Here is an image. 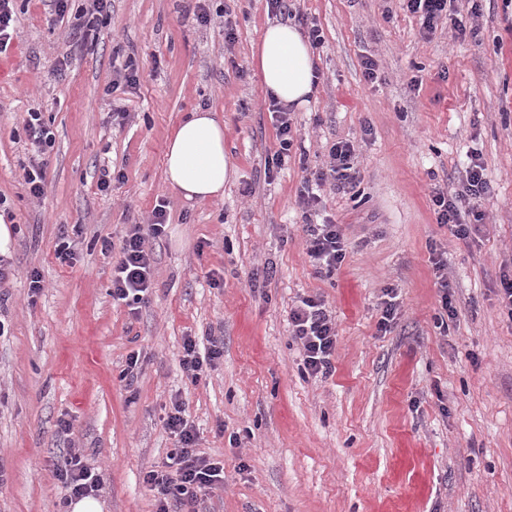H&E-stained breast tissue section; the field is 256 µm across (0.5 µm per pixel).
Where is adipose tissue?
I'll list each match as a JSON object with an SVG mask.
<instances>
[{
	"label": "adipose tissue",
	"instance_id": "adipose-tissue-1",
	"mask_svg": "<svg viewBox=\"0 0 512 512\" xmlns=\"http://www.w3.org/2000/svg\"><path fill=\"white\" fill-rule=\"evenodd\" d=\"M254 61L264 92L277 101L307 107L314 93L315 54L297 27L271 23L257 43ZM166 182L184 199L223 197L233 165L224 149V122L197 109L184 115L164 152Z\"/></svg>",
	"mask_w": 512,
	"mask_h": 512
}]
</instances>
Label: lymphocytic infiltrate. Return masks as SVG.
Segmentation results:
<instances>
[{
    "label": "lymphocytic infiltrate",
    "mask_w": 512,
    "mask_h": 512,
    "mask_svg": "<svg viewBox=\"0 0 512 512\" xmlns=\"http://www.w3.org/2000/svg\"><path fill=\"white\" fill-rule=\"evenodd\" d=\"M407 9L418 14L423 34H433L440 21L458 36H466L467 27L458 17L449 15L448 0H405ZM24 130L32 153L24 172V179L32 197H41L44 191L45 171L42 157L53 148L55 138L46 125L42 113H28ZM360 170L357 166V146L350 141L332 144L325 167L315 169L299 192L304 208L319 202L318 187L331 184L342 190L357 186ZM167 211L157 206L146 224L130 225L121 241L120 258L112 268L114 301L129 306L144 303L155 284L153 244L165 234ZM306 254L316 273L332 274L343 262L345 239L340 225L332 220L304 227ZM292 336L303 351L305 371L310 375L327 376L333 370L336 356V323L332 312L321 296H302L289 312ZM224 355V339L209 336L203 339L187 338L183 343L180 365L191 380H199ZM164 425L178 446L172 456V466L165 471H148L143 481L152 492L155 512H190L197 502L198 492L223 483V463L199 454L196 433L183 415L180 401H173ZM58 480L67 488L71 498L97 496L103 490L102 482L78 450H70L55 468Z\"/></svg>",
    "instance_id": "obj_1"
}]
</instances>
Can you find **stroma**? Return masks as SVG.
Returning <instances> with one entry per match:
<instances>
[{"mask_svg": "<svg viewBox=\"0 0 512 512\" xmlns=\"http://www.w3.org/2000/svg\"><path fill=\"white\" fill-rule=\"evenodd\" d=\"M223 4L225 25L202 26L188 18L192 0H109L85 45L70 32L86 0H68L61 16L52 0L15 2L0 53V197L20 271L0 283V512H64L53 464L74 448L101 477L105 512H155L143 477L177 446L163 422L176 399L199 452L224 463V485L199 493L200 512H512V319L498 296L512 271V19L502 0H452L474 39L444 23L424 36L403 0H294L322 31L320 79L293 116L308 160L291 157L271 177L279 139L251 51L279 16L268 0ZM129 59L140 81L113 91ZM118 108L128 112L120 123ZM198 108L224 119L234 176L219 200H185L163 176L169 134ZM31 111L55 135L37 199L23 170ZM344 140L359 146V185L324 188L318 210L304 211L310 168ZM473 149L492 191L463 198L472 231L461 239L438 223L432 198L461 190ZM106 165L122 178L103 191ZM161 203L155 286L134 310L112 300L117 257L101 242H120ZM325 217L347 243L329 276L311 266L303 231ZM65 229L76 232L66 263L56 256ZM438 260L455 310L444 332ZM387 288L398 314L383 332ZM303 295L323 297L336 320L326 377L304 372L288 325ZM210 334L224 355L191 382L183 341ZM134 351L128 387L119 375Z\"/></svg>", "mask_w": 512, "mask_h": 512, "instance_id": "1", "label": "stroma"}]
</instances>
